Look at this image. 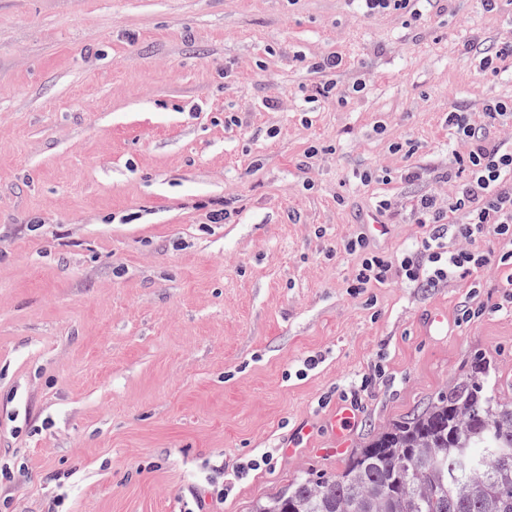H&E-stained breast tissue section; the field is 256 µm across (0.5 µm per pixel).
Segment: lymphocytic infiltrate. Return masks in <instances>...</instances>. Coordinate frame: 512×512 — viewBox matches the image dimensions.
I'll return each mask as SVG.
<instances>
[{
    "label": "lymphocytic infiltrate",
    "instance_id": "lymphocytic-infiltrate-1",
    "mask_svg": "<svg viewBox=\"0 0 512 512\" xmlns=\"http://www.w3.org/2000/svg\"><path fill=\"white\" fill-rule=\"evenodd\" d=\"M448 123L467 146L470 178L458 182L443 172L441 189L421 196L413 207L414 221L423 228L417 249L362 259L350 294L396 279L433 288L458 269L512 261V136L504 132L512 123V107L491 102L482 123L458 113L449 114ZM489 234L498 239V253L479 248Z\"/></svg>",
    "mask_w": 512,
    "mask_h": 512
}]
</instances>
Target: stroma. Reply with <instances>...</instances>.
Wrapping results in <instances>:
<instances>
[{"label": "stroma", "instance_id": "stroma-1", "mask_svg": "<svg viewBox=\"0 0 512 512\" xmlns=\"http://www.w3.org/2000/svg\"><path fill=\"white\" fill-rule=\"evenodd\" d=\"M510 40L512 0H0V512H251L341 470L332 407L355 449L512 375L502 269L347 292L359 212L414 245L449 113L512 102Z\"/></svg>", "mask_w": 512, "mask_h": 512}]
</instances>
